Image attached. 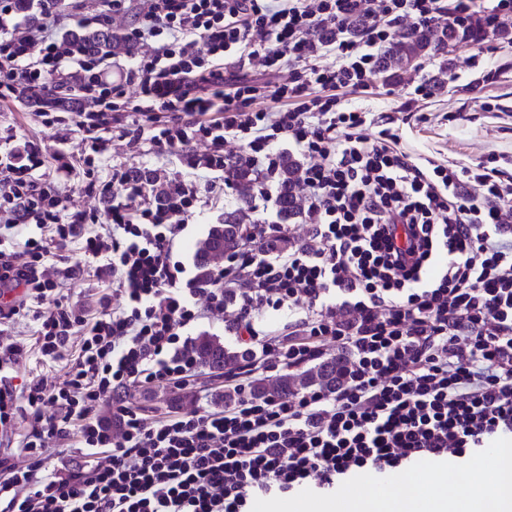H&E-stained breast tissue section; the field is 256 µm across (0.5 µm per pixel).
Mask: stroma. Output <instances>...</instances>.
Segmentation results:
<instances>
[{"label":"stroma","mask_w":512,"mask_h":512,"mask_svg":"<svg viewBox=\"0 0 512 512\" xmlns=\"http://www.w3.org/2000/svg\"><path fill=\"white\" fill-rule=\"evenodd\" d=\"M473 57L480 67L496 73L492 82L478 93L468 88L476 76V68L469 66ZM421 82L428 83L430 96L409 102L411 88ZM339 96L353 106L392 116L399 128L400 147L412 158L427 157L460 166L482 165L512 172V41L501 35L488 32L480 41H462L457 46L445 47L417 60L413 68L396 71L389 80L372 79L367 91L343 89ZM7 117L17 125L20 135L42 141L48 153L62 149L74 155L79 150L76 137L59 141L29 111L12 109ZM111 154L114 162L147 166L169 180L175 173L188 171L186 156L154 158L146 145L136 142L131 135L114 141ZM225 193L224 210L208 208L190 221L174 248L177 257L194 259L197 242L213 225L223 223L225 209L237 206V188L226 187ZM201 381V386L183 389V398L178 402L173 401L172 391L159 388L132 389L124 398L149 415L183 410L204 400L217 406V397L224 391L223 380L206 372Z\"/></svg>","instance_id":"stroma-1"}]
</instances>
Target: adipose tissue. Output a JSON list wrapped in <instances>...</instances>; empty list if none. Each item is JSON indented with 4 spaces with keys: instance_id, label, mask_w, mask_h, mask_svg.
Segmentation results:
<instances>
[{
    "instance_id": "adipose-tissue-1",
    "label": "adipose tissue",
    "mask_w": 512,
    "mask_h": 512,
    "mask_svg": "<svg viewBox=\"0 0 512 512\" xmlns=\"http://www.w3.org/2000/svg\"><path fill=\"white\" fill-rule=\"evenodd\" d=\"M490 456L496 464L492 480L467 485L463 493L452 495L450 472L439 473L430 489L406 496L409 512H484L489 503L496 512H512V447L498 446Z\"/></svg>"
}]
</instances>
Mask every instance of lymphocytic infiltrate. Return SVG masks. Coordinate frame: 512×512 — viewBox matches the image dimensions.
<instances>
[{"label": "lymphocytic infiltrate", "mask_w": 512, "mask_h": 512, "mask_svg": "<svg viewBox=\"0 0 512 512\" xmlns=\"http://www.w3.org/2000/svg\"><path fill=\"white\" fill-rule=\"evenodd\" d=\"M407 21H444L468 40L512 22V0H70L37 24L0 0V106H33L42 127L78 135L84 191L101 204L75 208L41 142L0 122V439L26 424L17 460L0 458V512H250L256 498L358 473L393 484L414 464L512 436V173L412 161L396 129L334 94L366 88ZM108 24L131 48L120 73L71 36ZM255 60L298 72L227 87L226 66ZM51 76L66 107L44 103ZM133 128L156 156L191 152L164 196L112 160L113 139ZM234 144L266 212L278 209L279 156L305 158L309 224L285 253L267 245L286 225H248L203 280L174 246L203 196L223 205ZM72 246L84 264L57 266ZM91 275L111 296L70 301L66 286ZM230 306L247 355L224 374L232 403L150 417L122 399L193 384L191 332ZM270 308L285 321L258 328ZM26 317L28 339L13 332ZM32 351L65 361L63 380L15 388ZM333 355L345 371L336 390L250 391ZM72 438L84 465L56 464Z\"/></svg>", "instance_id": "obj_1"}]
</instances>
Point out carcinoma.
<instances>
[{
    "mask_svg": "<svg viewBox=\"0 0 512 512\" xmlns=\"http://www.w3.org/2000/svg\"><path fill=\"white\" fill-rule=\"evenodd\" d=\"M82 38L88 51L93 54L113 56L122 50L121 41L113 38L110 32L86 33ZM452 41L454 33L450 28L438 32L424 26L398 34L389 42L377 73L386 74L407 68L411 61L437 51ZM301 170L302 166L295 157L289 154L279 157L276 169L280 188L278 209L288 219L303 212L302 200L295 193ZM224 179L238 188L240 206L224 213V223L215 225L198 243L195 258L197 273L202 279L208 278L216 263L238 248L248 219L247 211L258 189L257 173L245 156L238 157L225 169ZM191 351L201 368L217 373L233 369L248 358L242 352L230 350L220 338L209 334L195 337ZM343 380L344 370L336 366V361L330 360L317 363L297 374L283 373L275 378H258L252 383L251 390L257 397L287 395L311 387L332 391Z\"/></svg>",
    "mask_w": 512,
    "mask_h": 512,
    "instance_id": "1",
    "label": "carcinoma"
}]
</instances>
